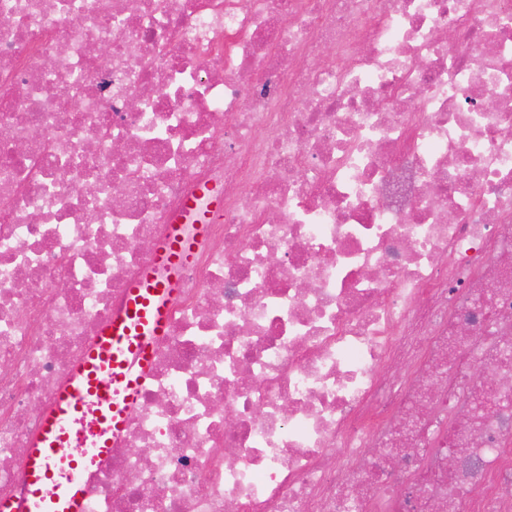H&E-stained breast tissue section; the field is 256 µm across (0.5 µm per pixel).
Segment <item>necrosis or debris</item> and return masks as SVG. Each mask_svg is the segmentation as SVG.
<instances>
[{
	"instance_id": "1",
	"label": "necrosis or debris",
	"mask_w": 512,
	"mask_h": 512,
	"mask_svg": "<svg viewBox=\"0 0 512 512\" xmlns=\"http://www.w3.org/2000/svg\"><path fill=\"white\" fill-rule=\"evenodd\" d=\"M127 3L0 0V501L213 185L86 512H512V0Z\"/></svg>"
}]
</instances>
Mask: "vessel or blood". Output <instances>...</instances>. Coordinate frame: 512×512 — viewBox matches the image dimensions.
<instances>
[{"label":"vessel or blood","instance_id":"1","mask_svg":"<svg viewBox=\"0 0 512 512\" xmlns=\"http://www.w3.org/2000/svg\"><path fill=\"white\" fill-rule=\"evenodd\" d=\"M224 208L222 190L198 189L182 218L170 224L153 261L127 288L42 418L27 458L23 494L0 503V512H85L83 482L109 458L126 427L150 371L155 345L168 334L171 301L191 267L209 224ZM98 401L102 424L92 447H75L71 426L89 401Z\"/></svg>","mask_w":512,"mask_h":512}]
</instances>
